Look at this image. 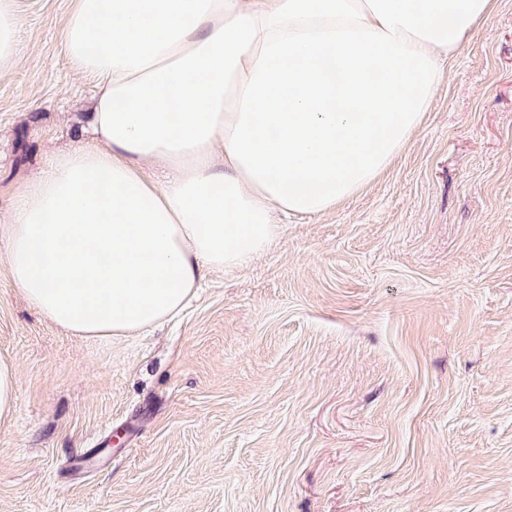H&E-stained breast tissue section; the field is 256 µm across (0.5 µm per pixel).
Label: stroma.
Segmentation results:
<instances>
[{
    "label": "stroma",
    "mask_w": 512,
    "mask_h": 512,
    "mask_svg": "<svg viewBox=\"0 0 512 512\" xmlns=\"http://www.w3.org/2000/svg\"><path fill=\"white\" fill-rule=\"evenodd\" d=\"M69 0H18L0 76V215L89 139ZM0 512H512V0L464 42L407 148L285 217L172 320L68 335L0 268ZM33 52L19 35L17 1L0 0V75L31 61ZM17 400V368L13 362L0 359V425L11 420Z\"/></svg>",
    "instance_id": "obj_1"
}]
</instances>
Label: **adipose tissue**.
<instances>
[{
  "label": "adipose tissue",
  "instance_id": "obj_1",
  "mask_svg": "<svg viewBox=\"0 0 512 512\" xmlns=\"http://www.w3.org/2000/svg\"><path fill=\"white\" fill-rule=\"evenodd\" d=\"M494 0H71L92 138L17 191L0 266L78 338L179 312L205 271L365 190L420 127ZM0 0V75L31 61Z\"/></svg>",
  "mask_w": 512,
  "mask_h": 512
}]
</instances>
